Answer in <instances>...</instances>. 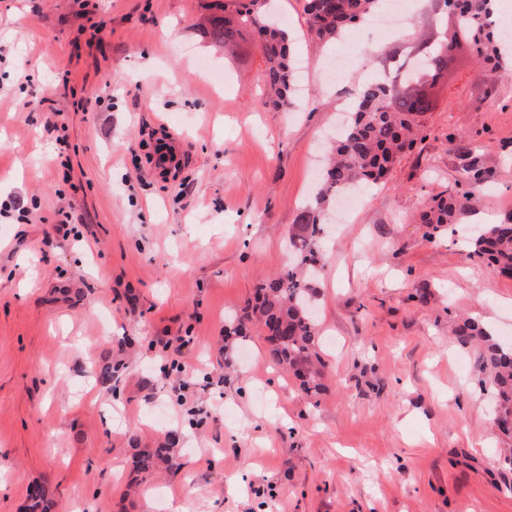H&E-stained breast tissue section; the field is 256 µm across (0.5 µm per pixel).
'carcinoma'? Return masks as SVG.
<instances>
[{
  "label": "carcinoma",
  "instance_id": "obj_1",
  "mask_svg": "<svg viewBox=\"0 0 512 512\" xmlns=\"http://www.w3.org/2000/svg\"><path fill=\"white\" fill-rule=\"evenodd\" d=\"M274 0H230L219 5L222 15L211 22L212 39L227 50L236 45L241 30L258 35L264 105L285 112L296 91L294 60L288 30L272 9ZM381 0H305L310 34L320 44L338 39L355 23L370 16ZM434 8L453 11L456 25L465 30V43L476 57L498 69L503 57L494 40L490 16L495 0H433ZM461 47L452 37L442 45L432 36L419 34L415 51L423 59L422 77L414 80V61L391 56L394 76L359 85L342 128L327 151L326 166L316 174L317 192L298 215V233L290 240L294 261L273 278L256 286L255 304L229 320V332L244 335V321L256 319L266 332L270 358L300 380L308 393L322 389L320 336L314 312L307 300L313 293L308 269L320 261L318 243L325 233L324 213L336 199L362 186L385 179L397 159L416 143L421 132L418 117L432 109L430 89L448 72L450 57ZM467 211L453 194L439 196L420 215L422 223L438 232L448 224L464 223ZM472 255L488 262L492 270L512 275V215L485 226L472 244ZM460 341L484 344L480 368L488 375L497 403L500 432L512 440V347H504L477 321L458 327ZM169 460V449L142 454L136 469L146 471L156 461ZM48 495L42 485L28 494V512H46Z\"/></svg>",
  "mask_w": 512,
  "mask_h": 512
}]
</instances>
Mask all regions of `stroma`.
I'll return each instance as SVG.
<instances>
[{
	"mask_svg": "<svg viewBox=\"0 0 512 512\" xmlns=\"http://www.w3.org/2000/svg\"><path fill=\"white\" fill-rule=\"evenodd\" d=\"M208 2L0 0V512L36 484L52 512H512L482 347L455 334L470 317L512 345V277L470 254L512 212V79L459 55L420 142L331 221L310 395L259 323L224 325L290 262L356 86L412 45L359 25L316 48L300 0H278L301 103L268 112L257 40L215 44ZM448 192L478 199L465 223H418ZM62 210L77 238L57 234ZM161 444L170 466L133 475Z\"/></svg>",
	"mask_w": 512,
	"mask_h": 512,
	"instance_id": "obj_1",
	"label": "stroma"
}]
</instances>
